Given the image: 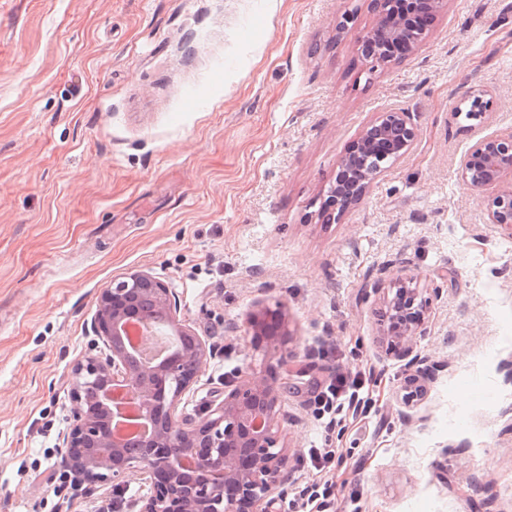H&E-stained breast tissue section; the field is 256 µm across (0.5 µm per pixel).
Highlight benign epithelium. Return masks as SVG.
Segmentation results:
<instances>
[{
    "label": "benign epithelium",
    "mask_w": 512,
    "mask_h": 512,
    "mask_svg": "<svg viewBox=\"0 0 512 512\" xmlns=\"http://www.w3.org/2000/svg\"><path fill=\"white\" fill-rule=\"evenodd\" d=\"M448 0H366L373 24L358 41V52L375 72L397 59L396 46L412 54L428 37V26ZM419 129L411 113L389 107L370 120L352 149L336 165V176L318 218L338 222L372 184L416 144ZM459 173L472 190L498 185L512 175V136L485 135L460 159ZM493 224L512 229V186L489 204ZM416 275L405 269L390 283L380 311L381 336L388 349L407 360L402 401L410 408L427 392L429 375L418 368L417 337L425 332L429 301L411 287ZM157 319L184 339V345L157 366L134 363L118 341L131 321ZM254 349H283L288 329L281 307L258 304L247 318ZM95 335L105 352L78 359L72 371V411L62 438L61 464L80 483L124 485L132 472L145 477L149 493L138 512H274L285 483L287 449L280 442V378L267 368L244 378L204 415L182 414V396L211 356L205 341L177 318L169 286L146 270H132L103 289L96 301ZM127 393L149 425L144 438L124 446L112 435L109 395Z\"/></svg>",
    "instance_id": "7a95c632"
}]
</instances>
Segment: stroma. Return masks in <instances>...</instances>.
<instances>
[{
  "mask_svg": "<svg viewBox=\"0 0 512 512\" xmlns=\"http://www.w3.org/2000/svg\"><path fill=\"white\" fill-rule=\"evenodd\" d=\"M370 23L363 0H0V512H131L147 493L139 474L116 491L44 473L61 469L97 296L134 269L212 349L189 416L278 365L246 320L283 306L277 512L307 481L335 512H512V229L489 219L499 187L458 173L476 135H512V0H448L418 51L371 77ZM476 85L491 107L473 119ZM388 104L412 112L415 148L319 223L337 161ZM404 267L430 303L411 408L373 288ZM341 373L369 413L328 426L314 400ZM305 448L335 449L334 467L299 468Z\"/></svg>",
  "mask_w": 512,
  "mask_h": 512,
  "instance_id": "1",
  "label": "stroma"
}]
</instances>
